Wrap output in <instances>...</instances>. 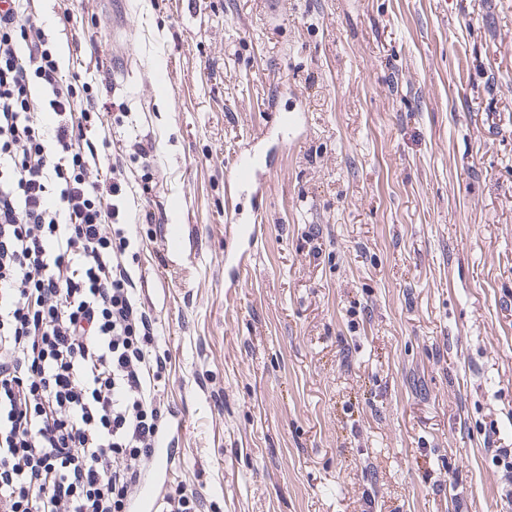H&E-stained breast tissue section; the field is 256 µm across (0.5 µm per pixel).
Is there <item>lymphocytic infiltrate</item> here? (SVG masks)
<instances>
[{
	"mask_svg": "<svg viewBox=\"0 0 512 512\" xmlns=\"http://www.w3.org/2000/svg\"><path fill=\"white\" fill-rule=\"evenodd\" d=\"M42 89L53 128L30 108ZM103 127L34 0L0 14V512H127L168 411L166 360L126 262Z\"/></svg>",
	"mask_w": 512,
	"mask_h": 512,
	"instance_id": "lymphocytic-infiltrate-1",
	"label": "lymphocytic infiltrate"
}]
</instances>
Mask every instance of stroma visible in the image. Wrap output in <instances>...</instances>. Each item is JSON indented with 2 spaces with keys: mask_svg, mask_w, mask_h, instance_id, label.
<instances>
[{
  "mask_svg": "<svg viewBox=\"0 0 512 512\" xmlns=\"http://www.w3.org/2000/svg\"><path fill=\"white\" fill-rule=\"evenodd\" d=\"M112 2L35 8L123 154L167 359L159 493L512 512L491 461L512 446V0H121L117 31ZM273 100L307 114L289 143ZM256 146L262 192L230 190ZM237 207L262 215L239 267Z\"/></svg>",
  "mask_w": 512,
  "mask_h": 512,
  "instance_id": "obj_1",
  "label": "stroma"
}]
</instances>
